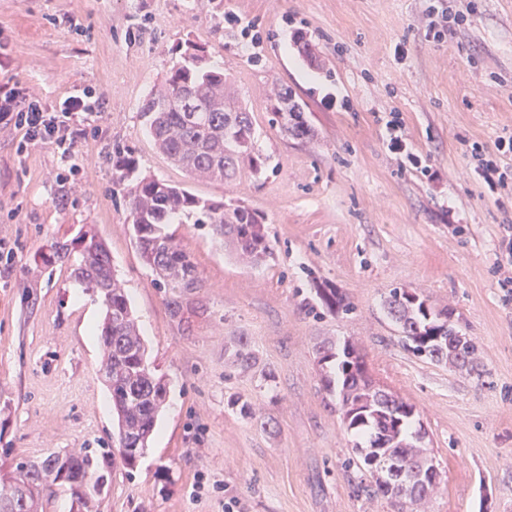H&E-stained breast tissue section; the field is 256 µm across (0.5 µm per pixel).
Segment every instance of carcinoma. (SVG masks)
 Segmentation results:
<instances>
[{"label": "carcinoma", "instance_id": "cac0c4a2", "mask_svg": "<svg viewBox=\"0 0 512 512\" xmlns=\"http://www.w3.org/2000/svg\"><path fill=\"white\" fill-rule=\"evenodd\" d=\"M192 66L175 69L168 79L169 93L152 98L143 107L149 117L150 134L161 152L186 173L203 172L217 180L231 177L246 162L261 169L254 156L250 113L235 97H224V72L207 69L203 58L191 55ZM194 96L199 111L185 112L179 102ZM285 132H307L300 105L286 90L274 112ZM130 219L137 247L154 274V284L170 293L168 307L173 317L181 316V297L200 287L194 262L178 250L165 226L176 216L208 224L213 234L225 239L254 261L272 254L259 216L243 205L224 211L222 204H209L187 189L159 180L143 179L129 192ZM80 252L74 276L100 298L105 310L102 339V371L112 394L116 420L117 448H83L78 452L54 453L40 460L21 458L0 473V512H43L42 502L56 488L68 489L79 512H96L99 481L107 478L105 463L117 452L132 467L136 457L149 447L156 418L162 411L166 389L151 368L147 348L124 288L112 272L106 244L89 230L74 239ZM317 295L334 314H347L352 304L335 288H318ZM389 314L401 328L404 343L417 355L443 361L456 369L475 363L478 347L451 321L452 313L435 311L419 295L394 288L385 301ZM258 358L248 341L241 338L228 357L229 366L243 372L254 369ZM326 390H336V406L347 429L368 435L367 445H355L345 468L362 473L356 492L386 496L399 505L423 507L435 492L439 469L429 449L408 440L417 421L415 406L375 386L363 355L351 344L344 345L338 359L336 379L324 377ZM388 444L376 448L379 441ZM395 459L411 473L401 487L390 488L383 480L384 461ZM62 460L84 477V483L57 484L48 479L51 462Z\"/></svg>", "mask_w": 512, "mask_h": 512}]
</instances>
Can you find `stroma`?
<instances>
[{"label": "stroma", "mask_w": 512, "mask_h": 512, "mask_svg": "<svg viewBox=\"0 0 512 512\" xmlns=\"http://www.w3.org/2000/svg\"><path fill=\"white\" fill-rule=\"evenodd\" d=\"M435 0H0V83L52 106L76 90L100 102L71 158L17 150L0 126V463L111 446L100 370V300L75 256L50 259L82 225L106 241L167 383V404L135 467L109 466L98 512H397L356 493L355 440L322 386L319 346L356 345L377 386L416 406L441 483L428 512H512V300L498 286L512 194L473 172L465 144L512 129V0H477L456 35L426 38ZM308 42L318 65L300 52ZM195 46L246 106L261 173L188 175L155 147L141 111ZM291 90L310 136L273 120ZM398 114L411 156L391 153ZM139 176L179 183L264 219L273 256L235 252L207 224L169 225L201 286L171 317L132 238L116 154ZM79 171L62 175L70 165ZM353 306L334 315L316 288ZM423 296L479 346L478 374L408 350L390 289ZM246 337L258 357L233 372ZM258 358L246 339L239 338L228 357L229 366L243 372L254 369Z\"/></svg>", "instance_id": "obj_1"}]
</instances>
